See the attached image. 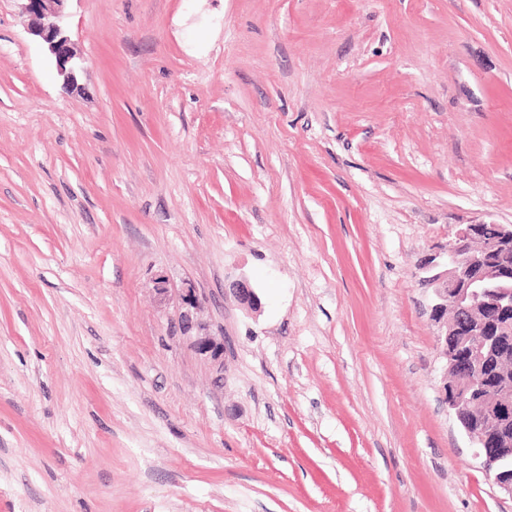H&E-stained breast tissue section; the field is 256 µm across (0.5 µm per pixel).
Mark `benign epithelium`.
<instances>
[{"label":"benign epithelium","mask_w":512,"mask_h":512,"mask_svg":"<svg viewBox=\"0 0 512 512\" xmlns=\"http://www.w3.org/2000/svg\"><path fill=\"white\" fill-rule=\"evenodd\" d=\"M66 0H25L31 34L54 58L68 87L77 83L75 54L63 25ZM462 224L448 245L422 264L421 285L431 290V314L440 324L438 356L443 400L476 447L483 470L498 491L512 499V470L502 454L512 450L505 425L512 421V382L489 384L512 359V224ZM233 297L251 311L262 302L245 280L233 283Z\"/></svg>","instance_id":"obj_1"}]
</instances>
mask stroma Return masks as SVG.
Listing matches in <instances>:
<instances>
[{"label":"stroma","mask_w":512,"mask_h":512,"mask_svg":"<svg viewBox=\"0 0 512 512\" xmlns=\"http://www.w3.org/2000/svg\"><path fill=\"white\" fill-rule=\"evenodd\" d=\"M64 25L0 0V512H512L418 269L512 224V0ZM33 19L31 34L54 58L58 74L68 87L77 83L75 57L63 25L67 0H22ZM233 297L250 311H260L262 302L257 292L247 281L239 280L230 288Z\"/></svg>","instance_id":"1"}]
</instances>
